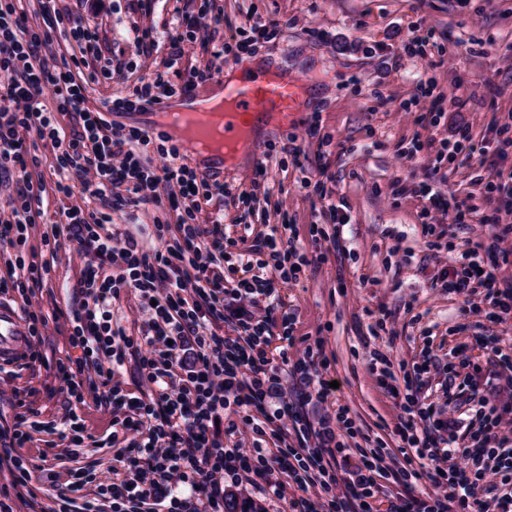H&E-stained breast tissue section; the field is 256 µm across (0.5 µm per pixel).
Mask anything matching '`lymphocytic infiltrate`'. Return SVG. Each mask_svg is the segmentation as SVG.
Masks as SVG:
<instances>
[{
	"label": "lymphocytic infiltrate",
	"instance_id": "obj_1",
	"mask_svg": "<svg viewBox=\"0 0 512 512\" xmlns=\"http://www.w3.org/2000/svg\"><path fill=\"white\" fill-rule=\"evenodd\" d=\"M209 10L210 0H201L198 15L176 12L170 70L141 80L112 100L109 110H140L205 84L211 68L179 69L184 44L215 57L240 55L273 42L283 28L276 19L256 22L240 40L219 43L198 25ZM41 15V25L30 26L14 0H0V179L15 180L12 193L0 200V245L14 251L0 288L22 300L26 367L51 370L77 403L93 399L122 434L134 437L111 478L99 480L80 467L72 482L55 487L50 512H224L227 485L243 483L263 499L282 501L286 512H353L357 506L362 512H512V402L465 392L457 378L469 368L466 360L449 369V383L438 396L421 395L413 385L428 373V363L402 365L406 385L397 396L395 432L403 466L397 476H387L384 450L377 445L359 449L358 462L338 474V459L348 449L340 432L351 429L352 421L342 407L319 422L307 419L305 405L327 400L332 389L313 349L294 358L295 317L277 291L305 269L318 268L323 253L300 250L288 223L273 227L244 253L222 229L223 210L215 211L209 225L197 224L204 203L223 199V185L179 164L180 149L165 132L152 136L86 108L87 84L111 80L112 63L101 57L98 27L85 15L84 0L63 10L44 0ZM61 29L80 44L83 72L66 57L43 56ZM62 115L72 117L71 129L59 123ZM42 142L54 149L56 192L68 196L78 188L99 203L88 212L64 210V231L42 238L50 254L66 245L86 259L72 286L73 304L49 313L34 309L31 299L44 288L51 266L25 249L30 228L46 216L44 186L30 176ZM151 148L162 166L146 164ZM149 206L180 207L182 221L155 225L150 245L112 228L113 213ZM511 235L512 225L495 229L488 242L458 253L435 287L466 301L483 292L493 320L511 319L512 281L497 274L501 244ZM125 292L139 298L144 314L134 336L114 323L113 303ZM53 324L63 326L79 357L44 356L43 337ZM275 339L280 351L273 360L267 349ZM129 359L141 386L135 396L121 382ZM285 373L299 378L307 392L266 408ZM12 400L15 426L0 431V467L11 477L0 487V512H14L12 503L29 492L35 469L17 453L30 438L26 395L13 391ZM228 409L251 426L252 447H225L213 433ZM456 413L475 423V430L462 438H437L448 415ZM266 436L275 447L264 446ZM423 480L431 490L420 494L416 486Z\"/></svg>",
	"mask_w": 512,
	"mask_h": 512
}]
</instances>
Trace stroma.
Returning <instances> with one entry per match:
<instances>
[{
  "label": "stroma",
  "instance_id": "stroma-1",
  "mask_svg": "<svg viewBox=\"0 0 512 512\" xmlns=\"http://www.w3.org/2000/svg\"><path fill=\"white\" fill-rule=\"evenodd\" d=\"M197 0H86L99 30L102 56L123 62L111 82L87 87L85 105L97 109L107 100L128 94L139 81L163 69L169 59L166 26L176 10L197 11ZM222 23H215V15ZM288 21L275 42L257 45L256 56L302 75L310 91L288 128L268 133L266 143L283 145L295 138L306 161L292 156L257 166L250 161L228 177L231 195L205 205L198 216L206 221L216 208L224 210V232L254 242L281 221L293 224L298 245L321 249L324 262L306 270L299 280L283 284L279 295L296 316V337L317 343L327 363V376L339 383L326 402H311L306 412L318 421L346 407L355 428L397 449L394 429L400 409L369 366L372 350L393 363L420 361L430 353L432 382H444L458 346L481 367L493 354L473 345L476 336L501 337L512 347V319L488 318L482 295H474V310L465 314L461 301L432 285L433 278L452 265L457 253L486 239L488 225L470 221L449 224L447 216L425 218L417 189L431 184L448 196L467 201L479 215L486 183L498 170H512V0H212L211 12L199 19L202 32L231 40L257 20ZM152 29L154 43L143 50L132 28ZM432 31L423 54L407 55L403 46L417 31ZM458 96L462 106L450 98ZM441 113L432 124L425 116ZM488 145L487 163H448L438 151L454 140L459 128ZM420 150H413V143ZM40 165L33 180L42 182L44 208L51 220L64 209L97 208L82 190L62 198L54 192L51 146H40ZM325 161L332 199H344L349 222L339 245L316 243L312 227L327 224L322 202L300 186L317 161ZM274 188L270 198L251 204L250 230H242L236 194L250 191L257 172ZM449 225L448 235L430 248L423 233L426 221ZM119 230L145 239L155 225L177 224L175 212L132 208L112 215ZM81 256L59 252L46 284L48 293L35 297L43 310L67 306L70 286L79 275ZM50 378L44 368L0 367V430L12 428L15 410L10 389L31 390L39 425L21 448L23 457L44 462L31 487L40 507H49V488L69 482L77 466L102 474L115 465L119 445L112 442V418L93 402L73 407L91 444L71 456L70 439L61 438L63 417L70 408L64 393L46 395Z\"/></svg>",
  "mask_w": 512,
  "mask_h": 512
}]
</instances>
